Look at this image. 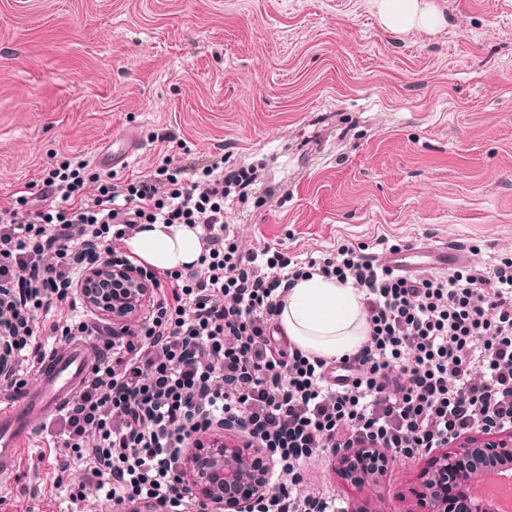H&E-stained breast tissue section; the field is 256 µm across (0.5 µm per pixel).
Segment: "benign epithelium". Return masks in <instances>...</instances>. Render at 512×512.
Listing matches in <instances>:
<instances>
[{
    "label": "benign epithelium",
    "mask_w": 512,
    "mask_h": 512,
    "mask_svg": "<svg viewBox=\"0 0 512 512\" xmlns=\"http://www.w3.org/2000/svg\"><path fill=\"white\" fill-rule=\"evenodd\" d=\"M106 281H120L124 287L104 296L97 285ZM78 289L87 307L112 317L114 321L131 320L142 313L153 299L150 282L138 272L110 262L87 269L78 283ZM365 455L377 457L380 467L360 475L351 468V464ZM472 455L484 456L499 465L511 464L512 434L505 433L492 442L464 440L455 451H445L436 456L431 470H455L463 458ZM336 462L345 479L362 487L376 481L386 458L374 448H342L336 452ZM181 477L194 487L202 502L216 510L224 507L230 512H244L251 501L262 495H273L279 488L278 484L271 483L270 469H256L250 454L225 441L221 434L214 431L192 436ZM421 503L424 512H448V503L437 494L429 478L423 480Z\"/></svg>",
    "instance_id": "1"
}]
</instances>
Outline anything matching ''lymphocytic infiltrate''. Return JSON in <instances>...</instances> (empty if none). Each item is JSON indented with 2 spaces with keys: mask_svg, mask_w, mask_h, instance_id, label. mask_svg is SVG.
Segmentation results:
<instances>
[{
  "mask_svg": "<svg viewBox=\"0 0 512 512\" xmlns=\"http://www.w3.org/2000/svg\"><path fill=\"white\" fill-rule=\"evenodd\" d=\"M75 155L42 179L0 195V384L27 383L46 352L43 329L94 340L96 361L78 394L41 427L46 444L78 465L71 512L88 495L111 508L153 499L172 512H207L179 481L192 435L215 429L268 451L288 488L250 512H336L329 495L301 492V465L318 448H381L411 457L479 432L512 431V253L453 274L401 276L384 256L407 241L349 240L297 260L274 243L245 248L224 200L245 198L252 167L216 160L186 177L163 160L121 183ZM150 224L200 228L196 267L140 266L154 298L133 341L77 312L74 287L112 255L100 242ZM317 274L360 288L369 325L356 352L325 359L277 344L289 288ZM71 309L68 320L56 311Z\"/></svg>",
  "mask_w": 512,
  "mask_h": 512,
  "instance_id": "f902f5d3",
  "label": "lymphocytic infiltrate"
}]
</instances>
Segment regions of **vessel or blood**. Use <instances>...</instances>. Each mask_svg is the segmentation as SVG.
I'll use <instances>...</instances> for the list:
<instances>
[{"mask_svg": "<svg viewBox=\"0 0 512 512\" xmlns=\"http://www.w3.org/2000/svg\"><path fill=\"white\" fill-rule=\"evenodd\" d=\"M460 260V254L453 249L427 247L393 256L390 262L400 269L415 271L447 270ZM94 362L86 343L75 340L47 354L34 385L0 391V480L15 474L24 446L35 434L32 412L40 411L45 419L59 413L88 377Z\"/></svg>", "mask_w": 512, "mask_h": 512, "instance_id": "1", "label": "vessel or blood"}]
</instances>
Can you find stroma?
Returning <instances> with one entry per match:
<instances>
[{"label": "stroma", "instance_id": "obj_1", "mask_svg": "<svg viewBox=\"0 0 512 512\" xmlns=\"http://www.w3.org/2000/svg\"><path fill=\"white\" fill-rule=\"evenodd\" d=\"M424 2L442 25L399 33L375 0H0V193L129 133L119 180L166 155L253 167L264 203L224 204L245 247L385 236L488 266L512 251V0ZM55 456L32 441L0 512H68ZM428 458L365 490L326 449L304 488L418 512Z\"/></svg>", "mask_w": 512, "mask_h": 512}]
</instances>
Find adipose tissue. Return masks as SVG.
<instances>
[{
  "instance_id": "adipose-tissue-1",
  "label": "adipose tissue",
  "mask_w": 512,
  "mask_h": 512,
  "mask_svg": "<svg viewBox=\"0 0 512 512\" xmlns=\"http://www.w3.org/2000/svg\"><path fill=\"white\" fill-rule=\"evenodd\" d=\"M379 13L392 31L431 29L440 19L422 0H378ZM129 254L158 271L187 270L203 250L199 231L183 224L152 225L125 239ZM361 290L319 275L290 289L278 323L284 336L302 349L323 358L356 351L368 339Z\"/></svg>"
}]
</instances>
